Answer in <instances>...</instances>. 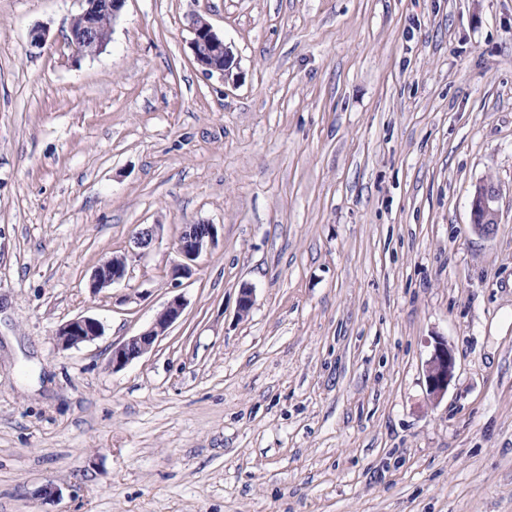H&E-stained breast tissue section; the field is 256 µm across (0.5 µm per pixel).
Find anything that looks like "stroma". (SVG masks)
<instances>
[{"mask_svg": "<svg viewBox=\"0 0 512 512\" xmlns=\"http://www.w3.org/2000/svg\"><path fill=\"white\" fill-rule=\"evenodd\" d=\"M83 7L0 0V512H512V0H126L77 60ZM197 15L229 77L194 63ZM81 315L103 335L59 349ZM499 190L492 180L475 186L471 199L470 220L474 231L484 236L493 235L499 224L497 208ZM217 227L214 224H186L175 244V252L180 260L170 267V277L174 281L187 277L191 272L189 262L211 249L217 243ZM130 255L113 256L101 264H99L90 281V289L93 293H97L104 288H108L114 284H119L125 280L128 274V260ZM116 259L119 261L116 262ZM186 301L182 295L173 296L157 313L150 325L140 333L129 337L126 341L114 345L111 350L109 365L112 370H120L135 359L152 351L159 338L181 318ZM456 368L454 351L444 340H435L433 351L424 365L427 393L433 402H439L448 391Z\"/></svg>", "mask_w": 512, "mask_h": 512, "instance_id": "stroma-1", "label": "stroma"}]
</instances>
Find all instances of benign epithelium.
<instances>
[{
	"label": "benign epithelium",
	"mask_w": 512,
	"mask_h": 512,
	"mask_svg": "<svg viewBox=\"0 0 512 512\" xmlns=\"http://www.w3.org/2000/svg\"><path fill=\"white\" fill-rule=\"evenodd\" d=\"M124 4L125 0H91L81 13L71 19L70 32H78V35L69 42L74 57L93 58L105 49ZM191 31L193 38L190 41V48L194 62L209 75H230L234 56L224 39L219 37L206 21L200 25L191 24ZM498 195L499 190L491 180L475 186L471 199L470 220L476 233L484 236L495 233L499 224ZM160 228L159 224H151L141 229L134 241L136 251L117 258L113 256L99 264L92 274L91 291L97 293L125 280L130 256L138 257L151 248L159 239ZM217 238V227L214 224L185 225L175 244L179 260L170 267L171 279L176 281L188 276L191 272L190 262L214 247ZM185 307L186 301L183 296H173L147 328L112 346L109 358L112 370H120L153 350L159 338L166 335L181 318ZM103 332L104 324L101 320L93 317H76L59 326L55 336L58 345L68 349L90 342L102 336ZM455 368L454 351L448 347L447 342L436 340L433 351L424 365L427 393L432 401L439 402L443 399L454 377Z\"/></svg>",
	"instance_id": "7a95c632"
}]
</instances>
